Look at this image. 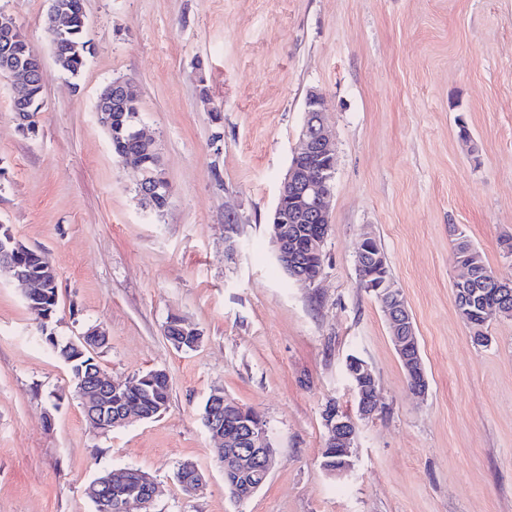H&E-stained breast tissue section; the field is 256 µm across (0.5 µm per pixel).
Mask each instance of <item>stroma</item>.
Instances as JSON below:
<instances>
[{
	"mask_svg": "<svg viewBox=\"0 0 512 512\" xmlns=\"http://www.w3.org/2000/svg\"><path fill=\"white\" fill-rule=\"evenodd\" d=\"M92 51L79 78L54 63L49 0H0L43 70L42 125L18 132L0 77V224L49 257L58 341L102 326L112 379L165 370L160 416L102 434L24 290L0 276V512H95L113 469L156 478L152 512H512V318L473 340L453 283L458 236L512 280V0H84ZM134 79L171 188L162 214L112 149L95 106ZM324 95L336 141L324 267L312 285L277 265L270 216L304 121ZM468 138H461V130ZM385 252L412 315L425 396L377 300L361 287L364 234ZM238 243L229 250L228 240ZM198 329L191 351L164 328ZM364 359L381 406L357 423L355 466L322 468L332 404L357 408L345 373ZM263 418L276 463L231 498L201 418L214 389ZM193 463L205 485L185 494Z\"/></svg>",
	"mask_w": 512,
	"mask_h": 512,
	"instance_id": "obj_1",
	"label": "stroma"
}]
</instances>
